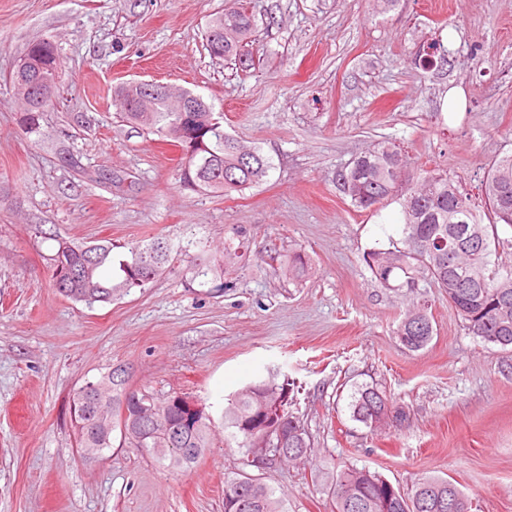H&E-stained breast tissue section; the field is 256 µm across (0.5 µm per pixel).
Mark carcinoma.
Masks as SVG:
<instances>
[{"label": "carcinoma", "instance_id": "obj_1", "mask_svg": "<svg viewBox=\"0 0 512 512\" xmlns=\"http://www.w3.org/2000/svg\"><path fill=\"white\" fill-rule=\"evenodd\" d=\"M224 29V59L243 61L244 48L257 28L255 16L241 3L231 0L224 13L212 18L206 31ZM61 58L58 47L48 38L28 44L10 79L27 78L41 72L56 82ZM119 118L131 127L169 138L185 149L179 180L182 188L194 192L242 191L264 180L273 169L270 159L257 147L245 146L224 133L215 112H174L170 103L160 99L151 112L118 110ZM41 112H24L19 123L24 134H35L63 162L75 164L66 146L69 135L60 130L41 131ZM338 190L357 209L377 210L397 198L402 206L400 239L385 249H374L363 260L374 277L385 287L413 288L428 281L441 290L455 309L468 333L486 345L512 352V263L502 259L512 250V239L499 236L498 226L512 228V153L496 158L483 179V203L474 202L460 190L457 182L443 169L418 170L395 143L385 140L357 154L336 171ZM57 243L49 256L53 287L76 303L91 308L97 303L149 287L168 271L175 256L174 247L164 237L133 244L127 253L114 252L110 241L89 246L56 235ZM246 231L233 229L224 249L192 260V277L224 278V272L236 269L250 258ZM279 261L282 276L299 281L311 274L310 263L299 252ZM429 300L421 299L405 308L395 334L409 351L425 348L433 339ZM295 382L259 381L251 383L228 398L224 408V429L233 438H241L240 447L252 448L254 436L277 426L285 437V448H293L305 463L311 453V440L304 422L291 407ZM175 394L157 397L127 386V379L110 370L97 380H88L74 393L69 403L71 424L76 432L79 452L101 454L112 447V434L98 429L96 420L112 411V430L121 441L144 448L168 469L187 475L193 471L209 447L211 421L201 411L196 418L184 420L183 411L170 404ZM350 418L373 432L384 425L402 427L409 423L407 412L394 404L374 383L351 384L347 396ZM127 409V419L121 410ZM155 419L148 436H137V421L143 414ZM180 428L173 439L168 426ZM180 448L195 452L183 456ZM238 480L247 486L245 502L224 499V512H284L283 501L261 479L246 473L236 474L227 483ZM335 512H352L348 501H360L359 512H448V495L457 497L455 512H469L465 494L442 477H425L411 490L392 484L366 468H349L335 483L325 487Z\"/></svg>", "mask_w": 512, "mask_h": 512}]
</instances>
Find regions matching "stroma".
<instances>
[{"label":"stroma","instance_id":"stroma-1","mask_svg":"<svg viewBox=\"0 0 512 512\" xmlns=\"http://www.w3.org/2000/svg\"><path fill=\"white\" fill-rule=\"evenodd\" d=\"M246 2L260 25L240 64L212 58L203 40L225 0H0V512H224V482L240 471L273 486L287 512H332L321 477L349 467L405 489L442 476L470 512H512V355L470 335L429 283L419 291L436 333L404 349L405 299L363 260L399 238L400 206L358 210L336 188L338 169L386 139L480 195L512 148V0H400L385 13L374 0ZM434 37L450 62L421 68L415 53ZM39 38L63 59L42 126L69 128L77 169L18 123L9 76ZM132 79L202 96L227 134L271 158L269 176L227 196L181 190L179 148L116 116L112 92ZM454 87L464 109L443 111ZM39 224L89 244L210 247L241 225L254 244L304 252L312 274L296 285L253 259L217 290L183 261L89 309L53 288ZM119 364L132 388L189 394L210 417L211 446L190 474L138 448L78 452L69 400ZM279 371L299 387L314 443L299 467L252 463L222 427L229 395ZM347 381L385 388L409 428L352 421L336 396Z\"/></svg>","mask_w":512,"mask_h":512}]
</instances>
